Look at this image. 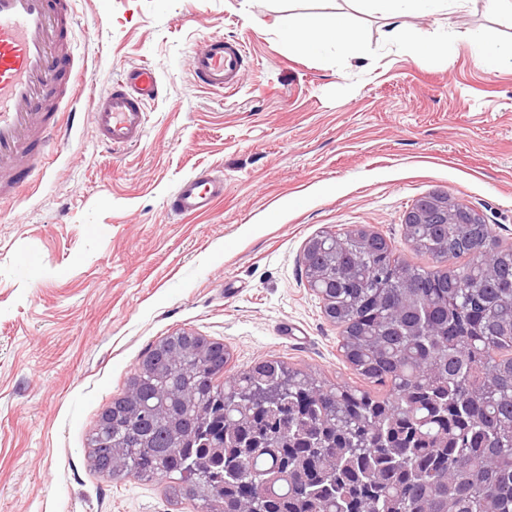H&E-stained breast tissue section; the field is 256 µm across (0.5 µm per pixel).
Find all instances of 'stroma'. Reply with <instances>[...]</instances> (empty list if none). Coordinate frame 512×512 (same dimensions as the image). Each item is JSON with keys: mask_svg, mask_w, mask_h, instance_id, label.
I'll use <instances>...</instances> for the list:
<instances>
[{"mask_svg": "<svg viewBox=\"0 0 512 512\" xmlns=\"http://www.w3.org/2000/svg\"><path fill=\"white\" fill-rule=\"evenodd\" d=\"M273 0H74L71 46L88 69L82 109L125 67L161 80L140 144L102 145L90 116L0 198V512H195L163 480L112 481L88 459L101 412L161 338L223 343L228 370L267 359L365 388L341 329L306 284L310 239L366 227L417 265L404 237L414 203L442 193L512 239V68L484 69L471 33L512 41V18L467 0L403 17L449 59L385 36L358 14L366 53L288 51L248 15ZM245 45L235 91L190 74L209 38ZM224 180L209 212L174 215L186 177Z\"/></svg>", "mask_w": 512, "mask_h": 512, "instance_id": "1", "label": "stroma"}]
</instances>
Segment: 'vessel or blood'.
<instances>
[{"instance_id": "vessel-or-blood-1", "label": "vessel or blood", "mask_w": 512, "mask_h": 512, "mask_svg": "<svg viewBox=\"0 0 512 512\" xmlns=\"http://www.w3.org/2000/svg\"><path fill=\"white\" fill-rule=\"evenodd\" d=\"M75 23L72 0H0V193L17 187L18 172L43 157L51 142L65 139L52 107L62 93L67 67L75 66L67 40ZM246 62L238 42L215 36L194 51L191 72L200 87L221 92L238 86ZM75 68L65 106L71 121L79 113L86 84L84 67ZM159 94L153 70L124 68L92 101L100 143L111 150L140 143L146 108ZM223 191L221 179L194 176L170 196L168 206L174 213H203Z\"/></svg>"}]
</instances>
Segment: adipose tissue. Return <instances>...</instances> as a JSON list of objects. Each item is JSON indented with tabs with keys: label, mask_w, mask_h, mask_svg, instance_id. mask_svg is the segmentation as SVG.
I'll return each mask as SVG.
<instances>
[{
	"label": "adipose tissue",
	"mask_w": 512,
	"mask_h": 512,
	"mask_svg": "<svg viewBox=\"0 0 512 512\" xmlns=\"http://www.w3.org/2000/svg\"><path fill=\"white\" fill-rule=\"evenodd\" d=\"M346 9H331L327 0H284L292 13L291 23L273 16L270 25L278 29L291 52L315 53L332 47L346 57H357L363 50L358 30L352 23L356 14L375 11L392 18L407 14L429 16L451 14L458 0H346Z\"/></svg>",
	"instance_id": "adipose-tissue-1"
}]
</instances>
